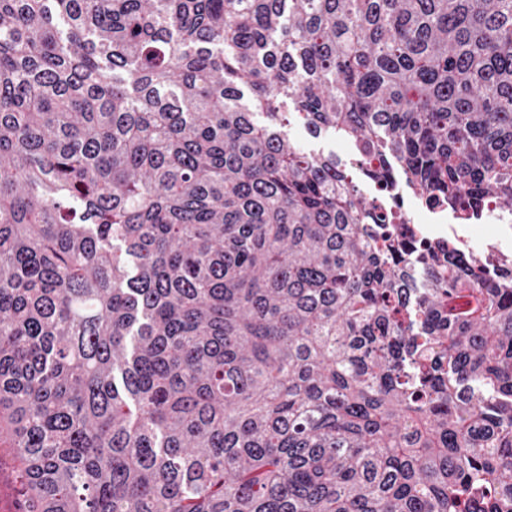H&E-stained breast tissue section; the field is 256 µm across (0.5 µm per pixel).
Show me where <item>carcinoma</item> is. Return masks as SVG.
Listing matches in <instances>:
<instances>
[{"label":"carcinoma","instance_id":"cac0c4a2","mask_svg":"<svg viewBox=\"0 0 512 512\" xmlns=\"http://www.w3.org/2000/svg\"><path fill=\"white\" fill-rule=\"evenodd\" d=\"M512 0H0V447L32 512H512ZM290 134L307 152L334 153L337 158L347 165L354 159L352 144L339 137H326L316 140L309 137L299 125H293ZM481 221H485L489 224H468L469 232L480 239H491L495 235L494 224L497 231L506 230V227L510 230V244L507 250L512 251V210L501 208L497 203L488 201L484 206L483 215L480 218ZM506 225V227H504ZM504 228H503V227ZM410 227L417 238L429 244L447 243L448 237L458 242L467 253H473L478 246L475 242L471 244L460 235L462 224H453L448 221V212L444 208H432L425 205V208L417 206L411 216H406ZM428 221V222H426ZM425 224L418 226L415 224Z\"/></svg>","mask_w":512,"mask_h":512}]
</instances>
